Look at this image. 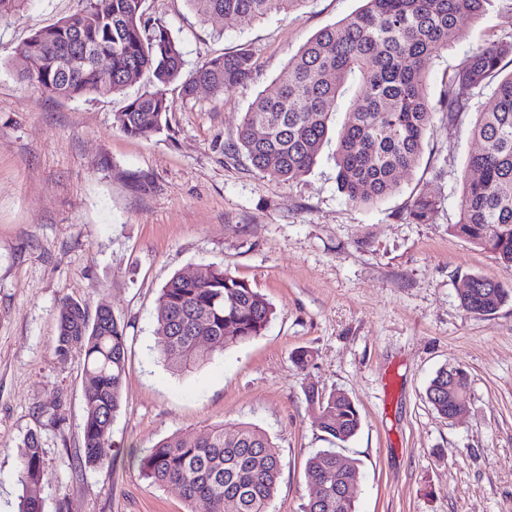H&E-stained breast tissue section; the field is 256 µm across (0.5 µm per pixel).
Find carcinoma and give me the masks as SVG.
<instances>
[{"label":"carcinoma","instance_id":"cac0c4a2","mask_svg":"<svg viewBox=\"0 0 512 512\" xmlns=\"http://www.w3.org/2000/svg\"><path fill=\"white\" fill-rule=\"evenodd\" d=\"M206 19L218 16L245 26L272 13H289L304 0H187ZM354 14L313 35L292 56L280 77L245 112L234 148L245 151L259 171L283 180L308 173L327 140L336 101L355 85L357 101L345 114L336 142V182L354 204H373L394 193L399 175L420 158L436 114L451 119L475 91L498 79L490 107L478 113L471 134L480 148L468 160L462 180L460 217L451 231L498 256L512 270V71L502 63L512 44L491 43L448 77L445 97L432 104L425 91L426 62L458 33L464 19H478L491 0H363ZM56 23L35 30L14 50L19 78L41 92L64 99L118 94L142 75L151 89L126 99L117 127L148 140L167 123V87L180 83L189 97L200 87L215 94L244 82L251 56L211 58L184 71L183 53L171 30L145 18V0H111L103 14L95 0ZM109 60L110 74L99 62ZM437 202L420 197L409 220L427 224ZM506 290L494 280L470 275L459 294L470 314H491ZM273 304L259 290L220 266L204 264L191 277L174 275L158 297L155 334L160 358L174 372L207 363L228 345L264 333ZM56 351L84 357V421L81 460L91 467L112 450V424L121 409L126 376V326L106 305L90 314L86 304L64 299L57 308ZM470 379L461 367L441 368L427 399L442 416L466 405ZM316 406V427L330 441L345 442L361 425L360 412L343 391L305 390ZM129 463L154 483L177 487L184 500L206 512H269L280 475L276 446L259 429L244 424L228 434L214 427L193 439L166 437L149 450L128 452ZM18 512H43L40 487L46 478L42 443L30 434L19 451ZM306 477L318 496L302 512H356L352 488L359 464L334 448L306 461Z\"/></svg>","mask_w":512,"mask_h":512}]
</instances>
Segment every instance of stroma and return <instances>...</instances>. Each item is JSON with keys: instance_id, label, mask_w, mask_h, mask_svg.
I'll list each match as a JSON object with an SVG mask.
<instances>
[{"instance_id": "stroma-1", "label": "stroma", "mask_w": 512, "mask_h": 512, "mask_svg": "<svg viewBox=\"0 0 512 512\" xmlns=\"http://www.w3.org/2000/svg\"><path fill=\"white\" fill-rule=\"evenodd\" d=\"M80 0H28L0 19V512H17L18 453L41 438L44 512H187L180 492L129 466L174 434L249 424L277 446L281 474L269 512H301L314 488L307 459L326 448L304 390L346 392L358 434L342 449L360 464L356 512H512V271L453 234L460 181L484 87L453 121L435 116L417 165L377 204L355 205L336 183V137L353 95L314 168L284 181L234 152L258 93L321 29L362 0H306L299 16L271 14L245 27L202 19L187 0H147L180 42L186 69L247 53L250 77L221 94L170 87L167 126L151 139L125 136L116 116L149 87L63 99L18 79L14 50L35 29L74 13ZM512 43V0H491L466 19L427 65L431 100L487 43ZM438 204L433 220L408 219L412 202ZM224 266L273 303L262 336L173 372L160 359L155 308L175 274ZM499 281L508 297L488 315L466 313V276ZM72 298L104 304L129 336L112 455L81 468L83 358L56 352V311ZM309 351L307 367L291 360ZM470 376L458 417L440 416L426 388L444 365Z\"/></svg>"}]
</instances>
